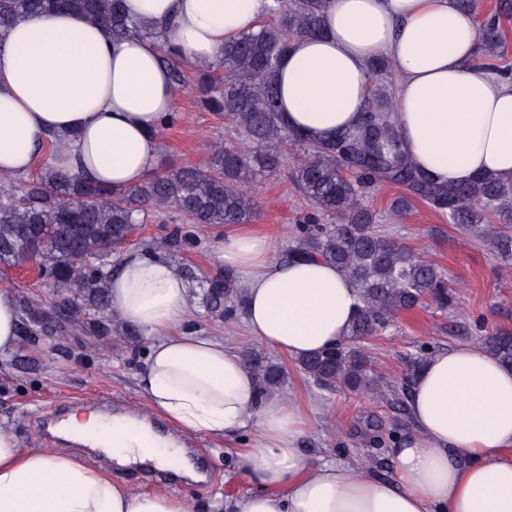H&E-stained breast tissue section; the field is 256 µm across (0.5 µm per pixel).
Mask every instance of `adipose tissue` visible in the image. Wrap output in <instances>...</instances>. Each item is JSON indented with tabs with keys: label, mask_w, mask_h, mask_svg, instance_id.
I'll list each match as a JSON object with an SVG mask.
<instances>
[{
	"label": "adipose tissue",
	"mask_w": 512,
	"mask_h": 512,
	"mask_svg": "<svg viewBox=\"0 0 512 512\" xmlns=\"http://www.w3.org/2000/svg\"><path fill=\"white\" fill-rule=\"evenodd\" d=\"M159 42L108 38L70 12L0 30V174L41 162L62 139L55 167L101 186L131 189L157 167L159 132L176 94L161 48L200 70L256 30L273 0H124ZM394 69L393 125L414 164L441 183L479 174L512 177V77L479 61L477 18L458 0H326L322 33L295 38L276 76L284 124L329 143L353 130L370 103L371 62ZM218 257L244 284L250 335L292 360L335 347L357 316V288L336 265L277 258L257 224L225 226ZM110 310L151 340L137 388L169 435L141 418L104 422L78 409L67 431L90 437L117 466L192 468L178 439L252 430L236 449L247 492L232 512H512V367L469 344L432 354L406 412L412 429L393 449L392 479L316 463L301 448L313 421L279 393H260L223 339L185 332L190 287L168 260L126 252L109 288ZM0 512H185L163 489L138 492L86 459L19 447L0 430Z\"/></svg>",
	"instance_id": "obj_1"
}]
</instances>
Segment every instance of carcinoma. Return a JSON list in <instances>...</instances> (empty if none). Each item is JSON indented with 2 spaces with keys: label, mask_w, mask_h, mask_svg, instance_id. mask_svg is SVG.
<instances>
[{
  "label": "carcinoma",
  "mask_w": 512,
  "mask_h": 512,
  "mask_svg": "<svg viewBox=\"0 0 512 512\" xmlns=\"http://www.w3.org/2000/svg\"><path fill=\"white\" fill-rule=\"evenodd\" d=\"M122 0H0V28L16 19L65 9L100 26L112 39L141 36L159 41V32L129 20ZM323 0H275L270 21L224 47L212 77L201 89L205 105L227 120L240 137L215 147L202 167L187 165L152 173L129 191H114L63 172L49 163L19 184L0 188V263L17 261L30 239L40 241L34 253L39 277L58 289L59 304L76 315L100 311L109 304L108 259L124 244L148 210L173 207L192 224H246L256 204L245 187L277 174L288 151H294L292 178L313 213L299 228L289 259L321 257L340 268L360 292L362 307L347 339L332 349L298 361L301 371L318 385L351 393L373 390L370 360L351 343L386 328L394 316L425 300L448 304V278L432 262L393 241L378 229L362 199L368 189L398 186L403 195L394 212L403 215L417 199L474 236L493 237L498 252L512 257V179L481 175L455 186L436 183L412 164L388 113L394 97L390 86L373 82L371 102L360 125L328 144H312L288 130L278 106L275 77L290 40L319 33L324 27ZM481 60L504 76H512L499 14L478 18ZM161 61L172 86L180 91L191 80L187 63L163 48ZM334 220L318 223L319 216ZM208 294L224 317L232 280H212ZM482 348L512 366V332L495 330ZM424 361L409 359L398 391L410 393ZM259 388L269 393L283 379L281 367L262 357L246 356Z\"/></svg>",
  "instance_id": "1"
}]
</instances>
